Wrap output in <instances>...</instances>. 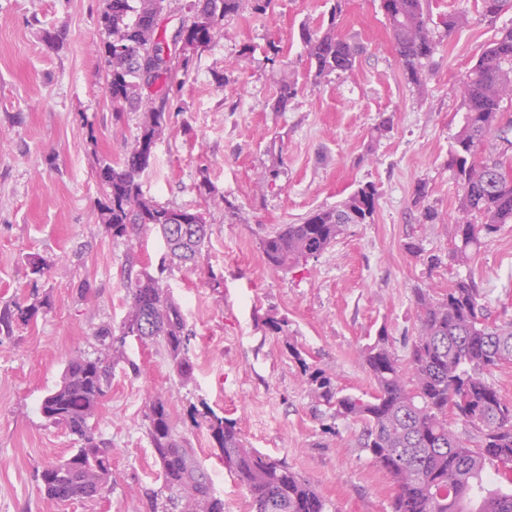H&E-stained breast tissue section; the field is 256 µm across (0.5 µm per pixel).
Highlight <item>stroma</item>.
<instances>
[{"mask_svg":"<svg viewBox=\"0 0 512 512\" xmlns=\"http://www.w3.org/2000/svg\"><path fill=\"white\" fill-rule=\"evenodd\" d=\"M330 5L276 0L269 13L245 11L168 89V126L142 190L204 213L209 224L197 266L164 278L191 332L194 372L183 384L160 346L118 333L129 310V258L155 270L164 243L153 230L112 237L100 221L96 162L121 160L142 120L131 109L113 116L98 49L103 0H0V308L41 306L36 320L0 335V512H150L147 494L161 485L146 433L156 396L208 470L224 512H250L249 498L206 428L193 425L195 406L237 420L251 447L286 459L333 512H389L396 486L358 448L360 424L317 410L302 368L325 370L346 392L372 393L363 347L383 330L407 359L415 289L444 288L459 275L476 279L492 320H512V224L499 225L466 267L432 271L405 250L410 241L435 251L451 244L459 188L448 152L460 127V80L512 27V10L488 19L481 0H431L439 48L418 90L397 62L381 0H345L338 30L364 52L352 71L314 80L300 30L326 22ZM462 7L468 25L447 31L446 18ZM46 30L63 32L62 43L45 42ZM272 43L285 48L274 63L266 59ZM285 79L299 93L286 111H271ZM385 117L390 129L377 132ZM268 169L275 178L259 183ZM204 178L206 193L198 189ZM366 184L378 190L373 223L347 225L305 265H265L261 237ZM420 184L438 223L420 221ZM37 258L49 268L36 280ZM271 317L287 321V335L268 328ZM105 327L117 332L106 345L97 338ZM78 355L112 366L91 420L111 452L112 480L99 498L59 504L43 495L38 474L77 442L40 405Z\"/></svg>","mask_w":512,"mask_h":512,"instance_id":"obj_1","label":"stroma"}]
</instances>
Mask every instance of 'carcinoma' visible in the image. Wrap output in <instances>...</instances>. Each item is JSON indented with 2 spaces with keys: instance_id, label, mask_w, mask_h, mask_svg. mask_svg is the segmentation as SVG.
<instances>
[{
  "instance_id": "1",
  "label": "carcinoma",
  "mask_w": 512,
  "mask_h": 512,
  "mask_svg": "<svg viewBox=\"0 0 512 512\" xmlns=\"http://www.w3.org/2000/svg\"><path fill=\"white\" fill-rule=\"evenodd\" d=\"M99 15L101 53L108 64L106 90L121 117L126 105L143 112L133 141L119 162L101 158L95 171L104 195L101 219L116 238L132 240L154 229L166 253L167 266L195 264L208 244L203 213L162 205L144 196L143 174L152 166L153 148L167 126L168 97H145L158 81H182L194 55L219 35L226 22L251 8L266 12L274 0H197L182 26L192 50L177 66L158 59L149 73L144 59L168 40L158 20L171 0H103ZM385 16L393 34L398 62L409 83L423 85L422 72L436 50L429 28V0H387ZM512 7V0H482L485 16L494 18ZM342 0H334L326 28L302 26L301 40L317 79L349 72L362 47L336 32ZM297 95L295 83H279L271 108L283 112ZM462 124L449 149V167L460 191L455 233L447 254L408 242L406 251L429 269L450 260L470 261L500 224H512V118L504 119L502 103L512 98V27L499 31L476 64L460 81ZM378 192L359 187L334 207L312 212L300 224H285L260 238L259 249L272 269L303 265L321 255L349 224L374 219ZM130 260L126 288L130 306L121 324L123 336L160 344L175 375L187 381L193 373L190 337L182 308L147 269L134 270ZM418 322L409 363H401L392 341L381 330L362 350L365 370L373 381L368 398L343 392L332 377L301 362L303 376L317 405L336 420L362 424L358 447L377 467L391 475L396 493L390 512H512V401L488 381L491 369L512 364V322L489 320L483 292L474 279L458 277L437 293L414 291ZM38 307L0 312V335L9 336L16 321L28 322ZM138 326L131 331L130 327ZM111 367L100 358L78 356L64 368L61 382L42 400L41 412L65 427L79 447L45 465L40 474L46 498L58 503L94 499L112 476L107 443L90 426L110 383ZM477 432L476 439L452 430L448 414ZM220 449L250 500L252 512H329V503L314 484L284 459L250 448L236 421L209 408L194 410ZM147 435L161 467V486L150 492L152 512H224L211 477L184 437L174 433L165 402L149 404Z\"/></svg>"
}]
</instances>
